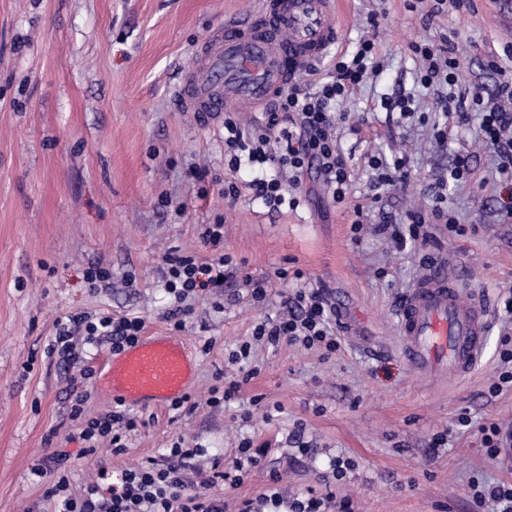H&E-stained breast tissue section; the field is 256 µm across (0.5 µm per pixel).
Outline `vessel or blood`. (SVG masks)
<instances>
[{"label":"vessel or blood","instance_id":"1","mask_svg":"<svg viewBox=\"0 0 512 512\" xmlns=\"http://www.w3.org/2000/svg\"><path fill=\"white\" fill-rule=\"evenodd\" d=\"M337 36L336 0H265L260 11L207 35L171 86V102L202 124L263 106L323 59ZM395 317L400 352L424 375L457 381L484 353L488 306L479 298L463 300L445 264L426 270ZM192 371L179 338L153 335L107 360L103 381L124 403L162 407L186 395Z\"/></svg>","mask_w":512,"mask_h":512}]
</instances>
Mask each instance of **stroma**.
<instances>
[{"label":"stroma","instance_id":"35a3bbf8","mask_svg":"<svg viewBox=\"0 0 512 512\" xmlns=\"http://www.w3.org/2000/svg\"><path fill=\"white\" fill-rule=\"evenodd\" d=\"M341 41L328 61L295 78L314 89L331 63L357 43H376L377 72L336 107V146L351 182L334 202L318 182L300 186L307 203L270 208L248 187L251 169L231 171L224 125L177 111L168 91L203 39L260 0H0V512H55L44 492L53 475L33 468L56 449L69 495H83L100 467L118 473L178 446L195 457L184 472L192 491L238 512L279 476L285 494L308 489L351 499L354 512H472V484L512 483V459H491L481 425L512 429V389L493 396L500 339L512 337L503 301L512 294V218L498 204L496 157L469 125L435 137L446 121L444 83L423 85L413 41L448 37L461 66L458 87L495 93L492 58L512 48V0H469L432 14L434 0H340ZM405 97L400 116L390 100ZM460 155L473 173L453 183ZM405 157V188L380 187L369 159ZM235 182L236 199L222 196ZM441 192L465 233L428 225L430 245L395 249L377 232L382 217L434 205ZM363 230L354 234V219ZM222 223L224 253L237 269L223 288L191 298L192 315L174 331L166 315L169 254L209 255L202 225ZM447 262L463 299L490 305L487 347L475 372L448 384L418 374L398 349L395 305L427 265ZM101 262L111 286L86 283ZM287 278H279V271ZM266 280L264 302L244 276ZM321 288L341 325L335 352L254 341V326L284 310L293 289ZM139 316L144 335L177 334L190 349V405L133 406L124 454L108 444L85 453V419L111 411L102 382L109 342L83 349L91 374L49 355L58 318ZM249 346L247 358L233 352ZM240 388L214 407L212 388ZM86 394L84 415L71 406ZM470 425L463 426L459 417ZM445 446H438L439 435ZM258 463L232 481L243 444ZM348 461L342 480L333 459ZM227 472L204 485L198 468Z\"/></svg>","mask_w":512,"mask_h":512}]
</instances>
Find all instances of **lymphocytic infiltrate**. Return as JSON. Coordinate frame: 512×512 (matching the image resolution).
<instances>
[{
	"label": "lymphocytic infiltrate",
	"mask_w": 512,
	"mask_h": 512,
	"mask_svg": "<svg viewBox=\"0 0 512 512\" xmlns=\"http://www.w3.org/2000/svg\"><path fill=\"white\" fill-rule=\"evenodd\" d=\"M411 49L426 63L425 83L448 84L450 92L445 110L452 124H469L471 112L479 113L482 138L497 155V170L504 183L511 184L512 110L487 109L481 94L468 96L455 92L459 61L448 47L415 43ZM374 50L373 41L361 42L352 59L336 61L328 80L318 82L314 91L304 92L294 85L288 87L267 108L263 122L251 129H242L233 117H225L224 144L231 154V170L248 165L255 168L275 166L288 172L284 181L267 177L251 181V189L267 205L273 208L285 203L298 206L297 198L287 197L286 186L301 184L305 175L311 173L316 174L318 182L328 189L334 201H343L349 188L350 173L335 144L333 106L373 73ZM431 219L447 223L449 234L459 236L465 232L463 225L454 222L452 216L438 206L427 214L408 212L404 223L381 224L377 230L388 235L398 246H406L410 241L424 246L431 240L424 229ZM201 239L210 249L211 258L201 260L193 255H181L166 259L165 288L178 302L168 317L178 329L183 328L185 317L191 313L184 305L188 297L223 287L225 280L235 274L224 253L223 224L206 225ZM287 303V313L265 318L256 325L254 338L272 346L285 342L335 351L338 315L335 307L329 305L324 289H296L289 295ZM143 328L144 321L139 317L74 314L58 322L49 352L69 363H77L73 337L80 332L89 344L108 339L113 352L118 353L134 345ZM135 426L134 417L115 408L89 419L81 435L90 443L109 439L113 453L120 454L126 450V432L134 430ZM192 456V451L175 447L162 454L160 460L148 461L117 475L108 469H100L96 482L77 499L66 496L68 479L62 475L47 487L46 495L57 499L58 512H224L223 502L201 499L199 494L188 489L184 472ZM325 500V495L307 492L294 495L288 501L278 487L272 486L260 496L259 512H326Z\"/></svg>",
	"instance_id": "1"
}]
</instances>
